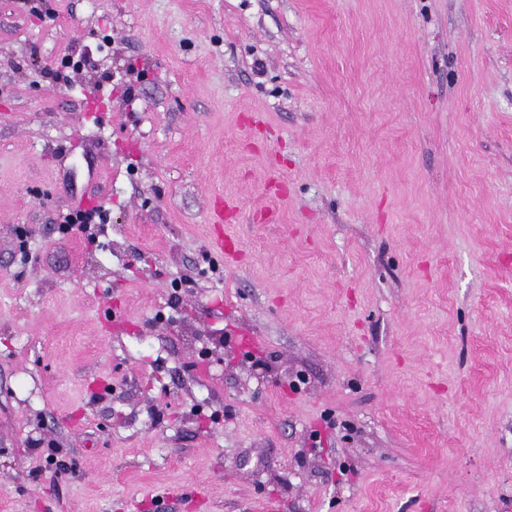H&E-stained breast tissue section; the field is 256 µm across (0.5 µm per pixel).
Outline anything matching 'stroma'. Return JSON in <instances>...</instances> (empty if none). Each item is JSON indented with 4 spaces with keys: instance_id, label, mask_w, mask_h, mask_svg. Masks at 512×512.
<instances>
[{
    "instance_id": "stroma-1",
    "label": "stroma",
    "mask_w": 512,
    "mask_h": 512,
    "mask_svg": "<svg viewBox=\"0 0 512 512\" xmlns=\"http://www.w3.org/2000/svg\"><path fill=\"white\" fill-rule=\"evenodd\" d=\"M0 512H512V0H0Z\"/></svg>"
}]
</instances>
